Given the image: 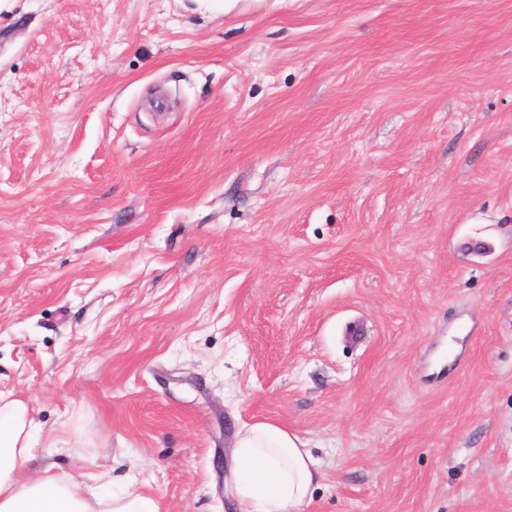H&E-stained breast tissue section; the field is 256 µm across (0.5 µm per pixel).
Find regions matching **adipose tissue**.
I'll return each instance as SVG.
<instances>
[{"label": "adipose tissue", "mask_w": 512, "mask_h": 512, "mask_svg": "<svg viewBox=\"0 0 512 512\" xmlns=\"http://www.w3.org/2000/svg\"><path fill=\"white\" fill-rule=\"evenodd\" d=\"M35 429L22 402L0 406V512H159L150 492H116L101 474L34 465ZM317 466L305 442L279 423L243 426L230 459L232 505L238 512H299Z\"/></svg>", "instance_id": "1"}]
</instances>
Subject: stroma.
<instances>
[{"mask_svg": "<svg viewBox=\"0 0 512 512\" xmlns=\"http://www.w3.org/2000/svg\"><path fill=\"white\" fill-rule=\"evenodd\" d=\"M0 397L38 463L229 512H512V0H0ZM317 466L306 443L279 423L244 425L230 459L232 506L239 512H300Z\"/></svg>", "mask_w": 512, "mask_h": 512, "instance_id": "35a3bbf8", "label": "stroma"}]
</instances>
